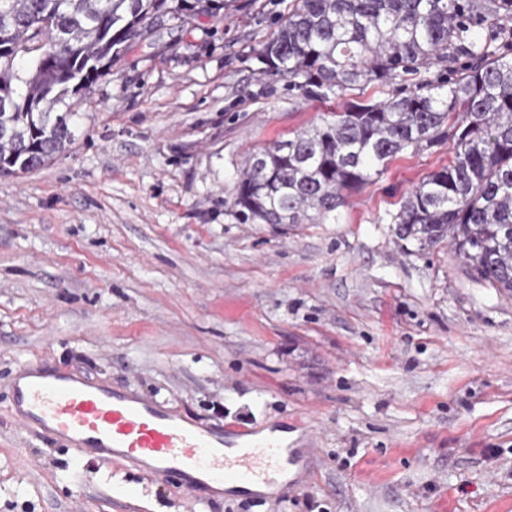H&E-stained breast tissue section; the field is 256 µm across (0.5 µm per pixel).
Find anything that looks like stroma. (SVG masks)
Segmentation results:
<instances>
[{
  "instance_id": "1",
  "label": "stroma",
  "mask_w": 512,
  "mask_h": 512,
  "mask_svg": "<svg viewBox=\"0 0 512 512\" xmlns=\"http://www.w3.org/2000/svg\"><path fill=\"white\" fill-rule=\"evenodd\" d=\"M293 0L165 21L81 100L53 162L0 177V512H512V294L391 216L447 167L390 158L332 224H244L249 153L332 120L260 74ZM45 358L221 428L302 449L276 495L200 501L78 459L10 419Z\"/></svg>"
}]
</instances>
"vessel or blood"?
I'll return each mask as SVG.
<instances>
[{
  "mask_svg": "<svg viewBox=\"0 0 512 512\" xmlns=\"http://www.w3.org/2000/svg\"><path fill=\"white\" fill-rule=\"evenodd\" d=\"M9 400L14 421L29 433L48 437L80 458L137 467L192 495L273 482L284 458H299L278 442L250 433L224 434L148 399L63 368L47 369L40 359L16 364Z\"/></svg>",
  "mask_w": 512,
  "mask_h": 512,
  "instance_id": "obj_1",
  "label": "vessel or blood"
}]
</instances>
